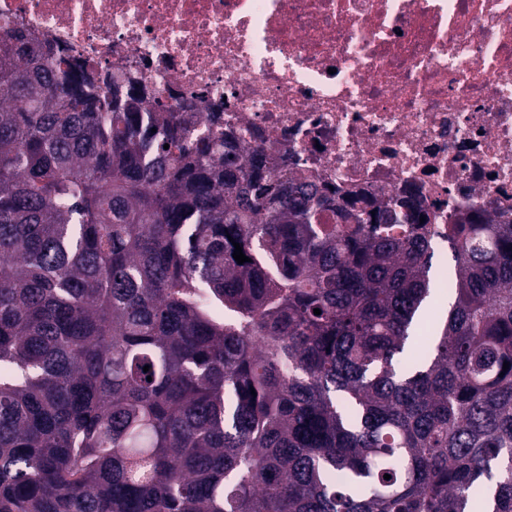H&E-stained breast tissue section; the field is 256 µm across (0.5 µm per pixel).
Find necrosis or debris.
Instances as JSON below:
<instances>
[{
  "label": "necrosis or debris",
  "mask_w": 512,
  "mask_h": 512,
  "mask_svg": "<svg viewBox=\"0 0 512 512\" xmlns=\"http://www.w3.org/2000/svg\"><path fill=\"white\" fill-rule=\"evenodd\" d=\"M133 77L328 201L512 222V0H0V30Z\"/></svg>",
  "instance_id": "necrosis-or-debris-1"
}]
</instances>
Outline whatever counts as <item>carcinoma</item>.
<instances>
[{
    "instance_id": "obj_1",
    "label": "carcinoma",
    "mask_w": 512,
    "mask_h": 512,
    "mask_svg": "<svg viewBox=\"0 0 512 512\" xmlns=\"http://www.w3.org/2000/svg\"><path fill=\"white\" fill-rule=\"evenodd\" d=\"M400 206L1 32L0 512H512V224L448 225L420 346Z\"/></svg>"
}]
</instances>
